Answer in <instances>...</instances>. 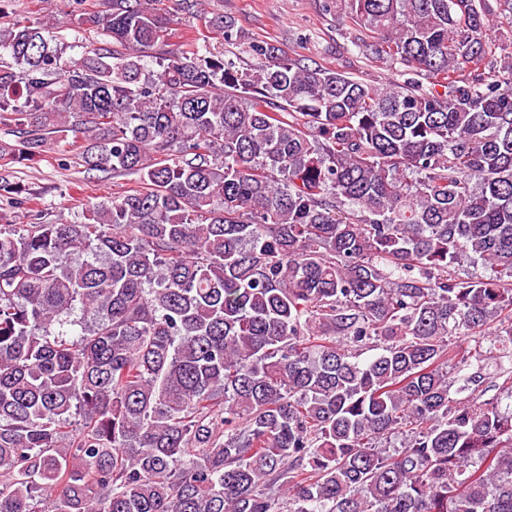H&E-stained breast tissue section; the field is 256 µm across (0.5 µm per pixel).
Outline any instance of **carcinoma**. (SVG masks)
I'll use <instances>...</instances> for the list:
<instances>
[{
	"mask_svg": "<svg viewBox=\"0 0 512 512\" xmlns=\"http://www.w3.org/2000/svg\"><path fill=\"white\" fill-rule=\"evenodd\" d=\"M104 2L77 58L0 31L18 157L82 140L74 166L137 183L0 224V512H512V404L482 399H512L492 0H326L400 66L383 92L268 43L151 67L162 0Z\"/></svg>",
	"mask_w": 512,
	"mask_h": 512,
	"instance_id": "1",
	"label": "carcinoma"
}]
</instances>
